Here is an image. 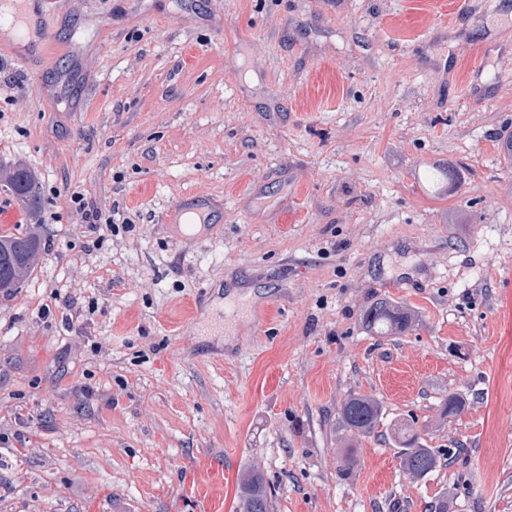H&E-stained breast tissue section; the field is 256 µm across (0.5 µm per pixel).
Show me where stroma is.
Instances as JSON below:
<instances>
[{
  "label": "stroma",
  "instance_id": "35a3bbf8",
  "mask_svg": "<svg viewBox=\"0 0 512 512\" xmlns=\"http://www.w3.org/2000/svg\"><path fill=\"white\" fill-rule=\"evenodd\" d=\"M477 1L49 2L37 66L0 47V229L43 247L0 294V512H236L254 464L272 512H512V0ZM445 164L458 193L418 188ZM376 297L419 326L368 335ZM352 393L383 419L343 475ZM7 184L16 200L30 213H36L40 204L37 183L32 172L22 166L9 173ZM69 198L70 201L76 204L79 210L83 213L86 223L92 224V227L97 226V224H116L114 221L115 215L105 217L102 211L92 203L86 201L83 194L79 191H70ZM393 430L394 441L402 448L401 466L409 476L420 479L437 467V453L418 442L412 426L404 424Z\"/></svg>",
  "mask_w": 512,
  "mask_h": 512
}]
</instances>
